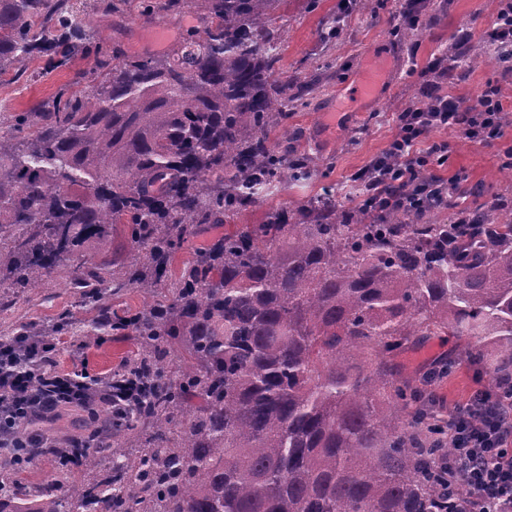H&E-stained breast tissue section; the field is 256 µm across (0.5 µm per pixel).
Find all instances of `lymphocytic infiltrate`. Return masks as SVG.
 I'll return each mask as SVG.
<instances>
[{
  "label": "lymphocytic infiltrate",
  "mask_w": 512,
  "mask_h": 512,
  "mask_svg": "<svg viewBox=\"0 0 512 512\" xmlns=\"http://www.w3.org/2000/svg\"><path fill=\"white\" fill-rule=\"evenodd\" d=\"M505 109L493 83L472 106L441 86L430 87L424 100L396 114V133L384 152L353 174L358 196L408 210L427 203L447 208L449 195L467 176L457 172L445 179L438 174L448 161L449 144L433 140L432 132L447 129L489 145L505 133ZM88 379L83 367L59 374L52 389L35 394L25 374L0 354V457L22 433L40 447H52L43 428L46 413L74 408L75 390ZM434 405L448 413L451 464L465 485L467 512H512V398L478 388L454 407L439 397Z\"/></svg>",
  "instance_id": "lymphocytic-infiltrate-1"
}]
</instances>
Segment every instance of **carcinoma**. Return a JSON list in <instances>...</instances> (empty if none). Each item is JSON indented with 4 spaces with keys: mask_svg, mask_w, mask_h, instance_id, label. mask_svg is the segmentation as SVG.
Instances as JSON below:
<instances>
[{
    "mask_svg": "<svg viewBox=\"0 0 512 512\" xmlns=\"http://www.w3.org/2000/svg\"><path fill=\"white\" fill-rule=\"evenodd\" d=\"M280 0H146L147 21L193 12L202 27L162 55L99 51L90 82L14 117L0 135V286L45 287L89 239L124 225L122 273L66 270L91 331L134 350L100 381L139 397L121 418L80 412V475L55 463L35 491L0 468V512H465L446 423L428 396L449 357L417 379L394 358L430 336L461 340L492 387L512 381V218L492 197L449 226L430 209L344 207L327 197L242 224L167 276L201 224L237 218L311 176L278 148L306 80L279 77ZM94 38L69 0H0V76L70 63ZM144 296L119 311L112 297ZM33 324L0 334L56 343ZM64 482L66 493L51 486Z\"/></svg>",
    "mask_w": 512,
    "mask_h": 512,
    "instance_id": "1",
    "label": "carcinoma"
}]
</instances>
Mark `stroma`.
<instances>
[{"label": "stroma", "instance_id": "35a3bbf8", "mask_svg": "<svg viewBox=\"0 0 512 512\" xmlns=\"http://www.w3.org/2000/svg\"><path fill=\"white\" fill-rule=\"evenodd\" d=\"M430 23L418 33L414 42L400 41L396 35L401 22L397 0H372L371 9L354 11L346 20L341 37L332 44H322L321 29L336 11V0H281L275 11L276 25L282 35L279 75L281 78L317 76L319 87L288 116V126L305 133L304 147L317 160L318 169L309 180L291 182L263 198L240 216L243 224H261L269 210L286 204L303 202L334 190L344 199V186L351 175L379 155L391 139L394 118L409 103L417 101L424 86L437 82L439 76L430 69L431 60L450 54L454 34L463 27L482 33L492 22L498 0H440ZM75 11L86 14L90 24L108 44L121 47L127 54H159L164 44L155 39L165 31L175 39L188 29L199 28L193 15H175L157 24L140 19L138 7L109 11L94 6L93 0H71ZM96 55L79 54L71 67L52 72L42 69L40 61L28 63L29 77L15 79L0 76V133L7 132L10 114L29 109L33 104L53 99L67 87L75 70L94 66ZM385 70L386 80L380 96L373 101L354 100L353 112L337 115L328 121L325 112L351 88L362 72ZM499 84L506 101L512 103V77L501 78L490 59L469 66L464 79L452 85L450 92L464 105L476 104L486 83ZM434 138L447 140L450 149L447 163L439 173L448 177L465 171L468 186L484 195H500L512 200V177L503 174L499 155L512 146L508 136L490 145H480L437 130ZM70 313L75 330H83L87 314L78 308L77 297L64 273L54 274L48 285L31 294L29 301L0 315V330L7 325L29 319L51 321L61 313ZM429 357H421V349ZM424 348H412L400 354L397 363L403 375L416 378L436 363L456 357V371L438 386L447 402L464 400L475 388L488 386V373L478 370L459 354V342L452 336H434Z\"/></svg>", "mask_w": 512, "mask_h": 512}]
</instances>
